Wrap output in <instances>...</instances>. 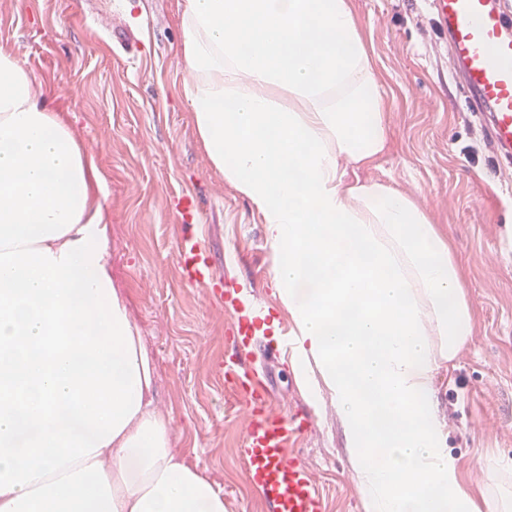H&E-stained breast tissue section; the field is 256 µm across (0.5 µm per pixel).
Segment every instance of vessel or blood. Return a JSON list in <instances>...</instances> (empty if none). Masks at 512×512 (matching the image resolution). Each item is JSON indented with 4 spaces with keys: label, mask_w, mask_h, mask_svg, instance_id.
Here are the masks:
<instances>
[{
    "label": "vessel or blood",
    "mask_w": 512,
    "mask_h": 512,
    "mask_svg": "<svg viewBox=\"0 0 512 512\" xmlns=\"http://www.w3.org/2000/svg\"><path fill=\"white\" fill-rule=\"evenodd\" d=\"M438 29L448 38L469 111L490 117V137L512 151V17L501 0H430ZM185 284L207 288L208 300L229 312L230 344L224 350V387L244 412L238 456L249 485L266 512H325L315 471L292 453L310 428L303 410L272 408L267 389L249 363L270 314L250 292L218 288V272L208 245L185 233L178 248Z\"/></svg>",
    "instance_id": "vessel-or-blood-1"
}]
</instances>
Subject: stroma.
Masks as SVG:
<instances>
[{
	"label": "stroma",
	"instance_id": "1",
	"mask_svg": "<svg viewBox=\"0 0 512 512\" xmlns=\"http://www.w3.org/2000/svg\"><path fill=\"white\" fill-rule=\"evenodd\" d=\"M387 91L389 147L360 178L394 183L448 236L476 311L475 336L436 401L448 451L468 482L490 457L512 460V163L466 108L428 0H351ZM181 0H0V48L30 68L47 108L88 148L107 184L112 284L156 366L153 405L172 448L224 495L226 512H264L236 450L244 422L224 388L230 316L179 276L184 221L197 224L224 277L254 289L274 321L264 226L211 166L191 120L182 62ZM199 206L183 218L181 193ZM272 403L307 408L297 444L329 512H362L330 402L309 404L290 360L263 368Z\"/></svg>",
	"mask_w": 512,
	"mask_h": 512
}]
</instances>
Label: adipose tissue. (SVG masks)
Returning a JSON list of instances; mask_svg holds the SVG:
<instances>
[{
	"label": "adipose tissue",
	"mask_w": 512,
	"mask_h": 512,
	"mask_svg": "<svg viewBox=\"0 0 512 512\" xmlns=\"http://www.w3.org/2000/svg\"><path fill=\"white\" fill-rule=\"evenodd\" d=\"M181 25L195 130L265 226L297 383L335 406L363 512H512L507 463L466 483L435 402L475 333L455 253L413 197L347 178L388 142L350 0H183ZM97 182L0 49V512H226L153 406Z\"/></svg>",
	"instance_id": "1"
}]
</instances>
